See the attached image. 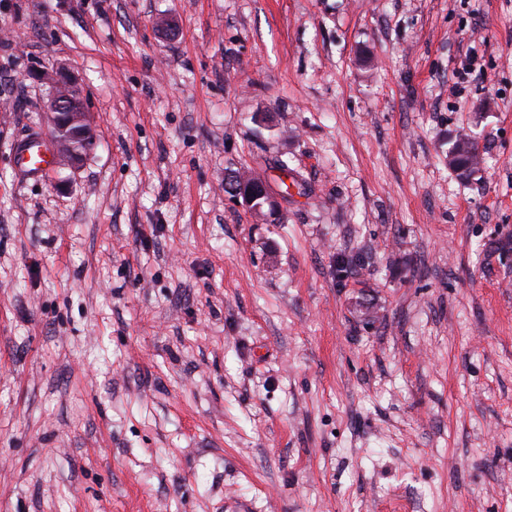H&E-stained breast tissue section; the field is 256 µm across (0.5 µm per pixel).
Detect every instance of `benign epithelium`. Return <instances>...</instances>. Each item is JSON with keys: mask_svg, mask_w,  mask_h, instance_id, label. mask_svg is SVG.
I'll return each instance as SVG.
<instances>
[{"mask_svg": "<svg viewBox=\"0 0 512 512\" xmlns=\"http://www.w3.org/2000/svg\"><path fill=\"white\" fill-rule=\"evenodd\" d=\"M50 83L52 95L44 128L59 167L76 168L96 144L91 112L71 79L60 76Z\"/></svg>", "mask_w": 512, "mask_h": 512, "instance_id": "1", "label": "benign epithelium"}]
</instances>
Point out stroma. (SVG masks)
<instances>
[{
  "label": "stroma",
  "mask_w": 512,
  "mask_h": 512,
  "mask_svg": "<svg viewBox=\"0 0 512 512\" xmlns=\"http://www.w3.org/2000/svg\"><path fill=\"white\" fill-rule=\"evenodd\" d=\"M0 512H512V0H0ZM50 83L52 95L48 112L44 113V128L59 167L76 168L96 144L91 112L71 79L60 76L51 78ZM18 171L26 176L39 177L47 174L53 164L47 140L33 135L22 140L15 150ZM450 147L448 149V162L451 167H453L455 170L460 171L462 173H471L475 174L476 171L468 170L464 168L462 161H463V154L465 151H472L476 153V142H472L468 139H462L459 137H454L451 139Z\"/></svg>",
  "instance_id": "obj_1"
}]
</instances>
